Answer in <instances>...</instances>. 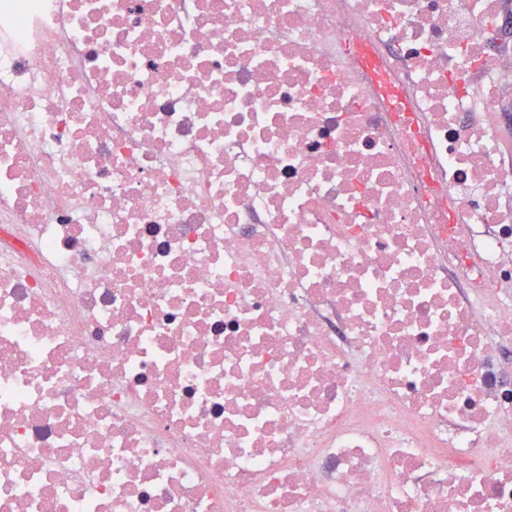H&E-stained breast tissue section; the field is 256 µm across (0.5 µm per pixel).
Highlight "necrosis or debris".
Instances as JSON below:
<instances>
[{
	"instance_id": "1",
	"label": "necrosis or debris",
	"mask_w": 512,
	"mask_h": 512,
	"mask_svg": "<svg viewBox=\"0 0 512 512\" xmlns=\"http://www.w3.org/2000/svg\"><path fill=\"white\" fill-rule=\"evenodd\" d=\"M507 0H0V512H512Z\"/></svg>"
}]
</instances>
